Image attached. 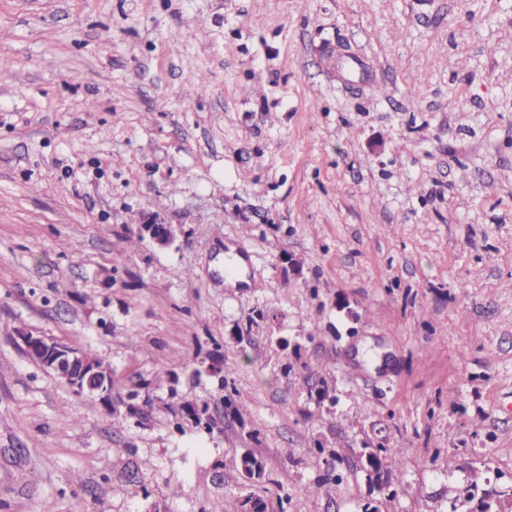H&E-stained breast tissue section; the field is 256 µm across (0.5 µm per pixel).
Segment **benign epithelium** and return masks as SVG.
<instances>
[{"label": "benign epithelium", "instance_id": "1", "mask_svg": "<svg viewBox=\"0 0 512 512\" xmlns=\"http://www.w3.org/2000/svg\"><path fill=\"white\" fill-rule=\"evenodd\" d=\"M143 232L159 247H167L174 240L170 224H145ZM20 339L25 351L34 355L37 364L51 371L75 392L95 393L103 397L112 393L107 372L90 363L83 351L45 336L25 333Z\"/></svg>", "mask_w": 512, "mask_h": 512}]
</instances>
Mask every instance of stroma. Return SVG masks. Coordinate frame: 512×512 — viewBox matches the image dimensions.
<instances>
[{
	"label": "stroma",
	"instance_id": "obj_1",
	"mask_svg": "<svg viewBox=\"0 0 512 512\" xmlns=\"http://www.w3.org/2000/svg\"><path fill=\"white\" fill-rule=\"evenodd\" d=\"M1 71L0 512H512V0H0ZM20 339L25 351L34 355L37 364L51 371L76 393H95L104 398L112 393L108 374L101 368L110 372L111 370L92 352L85 351L86 355L101 368L91 364L82 350L62 342L29 333L22 334Z\"/></svg>",
	"mask_w": 512,
	"mask_h": 512
}]
</instances>
